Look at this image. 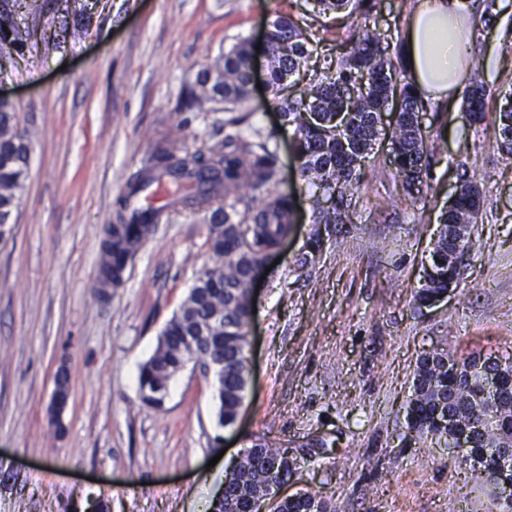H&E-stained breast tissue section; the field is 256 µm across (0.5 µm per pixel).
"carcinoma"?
<instances>
[{
	"label": "carcinoma",
	"mask_w": 512,
	"mask_h": 512,
	"mask_svg": "<svg viewBox=\"0 0 512 512\" xmlns=\"http://www.w3.org/2000/svg\"><path fill=\"white\" fill-rule=\"evenodd\" d=\"M311 9L298 19L279 11L268 23L265 50L270 61L268 87L278 98L285 122L294 126L293 149L296 171L308 188L316 224H346L350 221L347 197L359 188L362 168L374 154L383 136V112L395 106L396 120L390 132L391 164L403 191L413 203H426L422 186L431 178L430 150L420 128V113L426 103L418 97L403 66L394 62L389 49L392 35L367 33L380 12L382 0H306ZM330 13L363 21L366 33L352 30L339 38L338 24L321 21ZM32 38L30 27L19 22L12 9L0 11V45L22 51ZM251 47L242 39L224 52L220 63L199 71L194 85L179 102L183 109L203 100L224 103L228 117L224 126L237 127L247 120L234 108L250 95ZM311 67L310 89L298 99L289 97L291 79ZM486 89L475 82L463 97L469 127L485 120ZM497 132L501 147L512 158V92L503 95ZM272 135L255 131L254 140L227 132L224 141L190 150L174 142L158 147L128 185L119 202V223L112 225V245L106 262L117 284L131 249L157 223L155 212L130 209V201L160 177L177 186L190 180L202 185L200 193L181 204L209 206V244L224 259L219 268L205 271L174 315L161 330L154 353L140 369L143 401L161 403L170 378L183 369V351L191 349L195 363L206 368L219 361L221 375L216 390L217 422L226 428L235 423L247 384L246 347L252 301V273L264 267L267 255L280 243L293 224L295 200L278 190L279 157L270 147ZM30 148L18 127L14 105L0 104V236L13 216L29 172ZM460 191L445 210L430 259L423 265L416 301L422 305L446 293L448 282L459 277L457 264L448 252L470 249L465 241H448V224L462 217L477 221L483 206L479 186L462 174ZM243 202L239 212L235 204ZM224 321L210 324L216 309ZM476 359L463 361L444 352L424 355L417 363L413 391L407 405L408 424L419 435L448 434V414L463 413L469 404V377ZM494 394V414L499 428L512 430V364ZM493 434L474 433L466 453L481 467L506 471L512 480V463L501 462L492 447ZM298 466L287 448L255 444L243 449L239 466L231 472L224 500L217 512H249L251 500L267 496L270 512H326L327 505L308 492L278 497L280 486Z\"/></svg>",
	"instance_id": "1"
}]
</instances>
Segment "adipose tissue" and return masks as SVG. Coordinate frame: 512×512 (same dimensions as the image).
I'll use <instances>...</instances> for the list:
<instances>
[{
    "instance_id": "obj_1",
    "label": "adipose tissue",
    "mask_w": 512,
    "mask_h": 512,
    "mask_svg": "<svg viewBox=\"0 0 512 512\" xmlns=\"http://www.w3.org/2000/svg\"><path fill=\"white\" fill-rule=\"evenodd\" d=\"M468 0H418L406 23L404 54L417 93L445 101L460 91L469 36Z\"/></svg>"
}]
</instances>
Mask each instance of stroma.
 I'll return each instance as SVG.
<instances>
[{
	"mask_svg": "<svg viewBox=\"0 0 512 512\" xmlns=\"http://www.w3.org/2000/svg\"><path fill=\"white\" fill-rule=\"evenodd\" d=\"M18 12L35 34L0 53V93L18 113L31 159L0 238V512H199L211 507L244 448H291L303 464L289 492L330 512H487L471 466L445 440L412 436L406 407L420 357L495 356L512 363V160L494 127L466 128L462 98L430 102L424 134L432 188L417 212L393 179L381 141L350 201L351 223L318 225L296 172L293 129L269 89H252L238 131L270 134L279 189L296 222L260 286L248 327L245 398L234 426L217 423L213 375L187 364L161 406L145 404L139 368L198 276L218 267L205 210L166 208L102 287L106 230L118 200L158 146L224 139L223 105L180 111L197 72L239 39L258 44L291 0H97L84 24L41 0ZM470 42L467 83L512 89V0ZM58 49L43 54V38ZM484 204L454 291L414 299L421 266L458 173ZM322 248L310 253L312 234ZM70 397L49 406L58 370Z\"/></svg>",
	"mask_w": 512,
	"mask_h": 512,
	"instance_id": "obj_1",
	"label": "stroma"
}]
</instances>
